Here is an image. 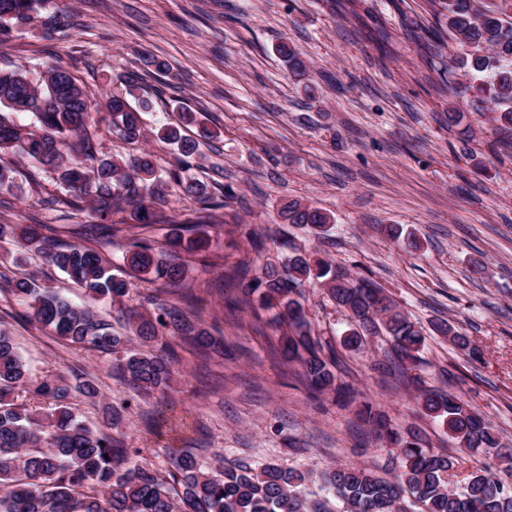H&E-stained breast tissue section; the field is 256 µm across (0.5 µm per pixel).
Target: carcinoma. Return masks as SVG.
Masks as SVG:
<instances>
[{
    "label": "carcinoma",
    "instance_id": "obj_1",
    "mask_svg": "<svg viewBox=\"0 0 512 512\" xmlns=\"http://www.w3.org/2000/svg\"><path fill=\"white\" fill-rule=\"evenodd\" d=\"M48 0H0V33L9 23L39 19ZM487 8L480 0H444L448 27L463 54L457 68L469 80L467 91L489 105L495 121L512 126V0H492ZM289 70L303 77L308 64L288 44L278 46ZM112 82L121 84L99 95L88 90L62 66H52L33 82L21 67L0 68V110L31 114L37 125L31 130L0 113V190L23 192L13 158L33 167L29 183L39 173H54L64 190L90 204L93 224L81 225L85 240L113 236L127 221L139 228L174 224L166 213L164 186H176L200 205L199 216L184 219L193 230L217 219L214 209L225 208L236 197L231 186H218L222 200L208 184L191 179L187 172L201 155V142L216 137L197 112L179 113V123L161 127L156 136L174 147V162L161 167L146 150L134 157H98V133L106 126L127 142L146 137L138 86L126 73ZM289 224L321 230L332 222L329 213L298 201L281 208ZM255 253L265 250L266 239L253 228L236 224ZM378 231L412 249L418 238L399 224H381ZM13 237L24 249L50 266L65 272L91 300L109 298L123 303L131 282L111 273V267L95 249L83 244L66 246L44 235L37 224H0V240ZM127 264L135 278L175 289L185 278L186 266L155 257L147 240L133 242ZM237 293L228 304L258 302V308L275 311L273 324L283 326L280 353L300 364L305 387L313 399L332 394L342 406L354 400L352 387L336 377L333 348H325L312 336L304 306L310 285L323 288L336 308L349 320L341 336L343 348L360 351L367 337L384 334L392 343L391 361L399 370L422 363L426 336L399 303L372 278L307 253H295L281 264L265 262L255 269L238 267L229 279ZM10 292L27 304V318L78 349L91 348L115 356L116 369L136 395H151L170 387L173 371L166 345L156 348L164 336H177L205 351L224 346L195 318L173 301L147 297L151 309L124 307L128 333H112V324L90 304H75L59 293L43 288L37 276L24 273L9 277L0 273V293ZM433 333L448 338L465 351L467 336L450 322L439 320ZM28 385V371L10 331L0 327V512H331L308 500L303 493L307 475L277 465L253 467L245 462L226 463L216 473L205 471L196 455L175 449L164 473L137 460L140 448L125 445L124 436L96 430L78 420L72 399L99 397L98 384L85 379L72 384L63 373L44 381L36 393L50 400L47 411L7 401ZM421 412L448 431L457 448L480 450L496 457L512 472V448L504 446L493 424L459 395L421 390ZM375 440L399 449L401 468L393 479L356 465L326 470L318 479L342 512H512V483L506 484L491 465L476 468L463 485L452 487L457 457L434 452L413 436H404L386 420L371 416L364 405Z\"/></svg>",
    "mask_w": 512,
    "mask_h": 512
}]
</instances>
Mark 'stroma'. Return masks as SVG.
Returning a JSON list of instances; mask_svg holds the SVG:
<instances>
[{"mask_svg":"<svg viewBox=\"0 0 512 512\" xmlns=\"http://www.w3.org/2000/svg\"><path fill=\"white\" fill-rule=\"evenodd\" d=\"M45 12L57 27L36 22L0 34V67L34 76L65 66L94 91L105 81L91 69L136 74L152 129L176 121L183 107L205 113L219 136L203 147L199 176L234 188L238 200L226 216L287 232L268 241L265 257L284 260L297 246L373 277L419 325L450 320L474 351L430 337L413 388L386 371L388 342L372 336L362 351L337 352L335 373L355 388L354 405L311 399L299 366L275 353L271 313L224 309L231 270L260 263L245 238L224 225L200 227L215 258L205 267L191 248L198 233L160 224L151 239L181 236L177 252L189 264L180 304L196 305L224 352L200 354L168 338L171 389L135 399L114 356L70 347L1 293L0 323L11 329L32 387L61 371L75 383L93 376L102 401H73L93 428L104 425L103 403L131 399L117 429L159 470L170 449L189 448L208 471L227 460L314 476L362 464L389 477L398 451L372 439L358 405L372 404L391 427L443 452L448 435L420 412L416 390L443 387L450 375L454 393L512 446V132L459 94L462 78L448 68L461 49L442 0H50ZM282 42L308 62L305 78L277 54ZM152 58L167 74H156ZM452 108L463 115L453 126ZM59 191L45 173L24 194L1 193L0 224L39 223L72 242L77 226L94 218L86 207L67 220L49 209ZM286 199L326 210L333 224L321 232L283 227ZM378 224L408 226L423 249L380 237ZM305 306L316 336L338 345L347 320L324 291L308 287ZM32 387L15 393V403L41 405Z\"/></svg>","mask_w":512,"mask_h":512,"instance_id":"obj_1","label":"stroma"}]
</instances>
